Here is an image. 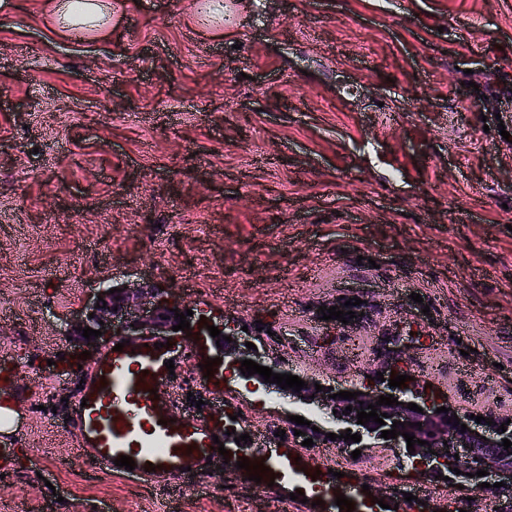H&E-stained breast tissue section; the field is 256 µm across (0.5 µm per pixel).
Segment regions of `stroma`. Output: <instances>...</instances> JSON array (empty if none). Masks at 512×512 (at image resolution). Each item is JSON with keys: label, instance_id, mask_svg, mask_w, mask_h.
I'll return each mask as SVG.
<instances>
[{"label": "stroma", "instance_id": "1", "mask_svg": "<svg viewBox=\"0 0 512 512\" xmlns=\"http://www.w3.org/2000/svg\"><path fill=\"white\" fill-rule=\"evenodd\" d=\"M512 0H112L94 31L45 0L0 9V512H284L225 470L223 495L95 472L65 424L100 285L139 280L279 344L271 361L347 389L390 362L477 416L512 417ZM421 302H414L413 294ZM355 300L349 323L321 307ZM209 417L285 430L306 405L224 383ZM46 461L39 473L38 461ZM371 486L444 512H503L496 476Z\"/></svg>", "mask_w": 512, "mask_h": 512}]
</instances>
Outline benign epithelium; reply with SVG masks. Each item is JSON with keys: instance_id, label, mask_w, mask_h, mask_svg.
Here are the masks:
<instances>
[{"instance_id": "obj_1", "label": "benign epithelium", "mask_w": 512, "mask_h": 512, "mask_svg": "<svg viewBox=\"0 0 512 512\" xmlns=\"http://www.w3.org/2000/svg\"><path fill=\"white\" fill-rule=\"evenodd\" d=\"M98 295L106 301V307H96L99 300H94L91 305L85 307L74 325L77 329L75 335L81 336L83 332L79 328L88 326L94 330L102 332V336H124L131 345H136V341L143 336H176L178 334L186 335V332H176L172 327L179 324L175 319V306L164 299L159 289L150 286L141 288H127L120 293H107V289L101 288ZM94 317H89V314ZM232 341L220 340L224 357L229 359L230 366L234 368L241 367V361L251 359L260 362L259 352L248 349L245 342L238 340V333L228 332ZM305 386L300 391L289 389L286 391L288 396L311 406L314 405L326 411V417L323 421L316 424L321 432H315L312 428L305 425L291 424V429L302 431V435L293 437L296 445H301L302 441L311 438L317 443L326 439V434L335 433L337 435L346 431L352 434L361 435L360 446L363 448H405L407 441L401 435L395 439H384L381 437V431L392 429L393 422L400 421L405 424V428H397V431H407L415 438L426 441V444L420 446L414 445L415 452L410 454V458L415 466L424 472L438 474L443 472L454 473V469H459L461 474L458 478L473 485H478L481 478L475 476L479 470H485L501 477L506 484V489H512V456L504 453L502 439L506 438L512 441V422L505 423L503 420L492 417L494 424L489 425L483 421L476 423L471 418V413L462 409H449L447 412H437L442 406H448V400L437 395L425 394L415 388L411 381L406 382V386L398 388L389 386V379L384 381L374 380L361 387L352 388L350 392H362V395L348 400L331 398V395L337 393L332 387H323V390L316 391V380L309 377H302ZM392 394L398 398V403L393 406L381 405L377 407V413H385L388 418L384 419V425H379L373 421L365 425L357 423V411L364 410L371 412L368 408L370 404H376L379 396ZM415 403L423 409V412L407 408V404ZM352 406L350 414L345 415L343 411L347 406ZM460 419L459 425H454L452 419ZM413 426H408V423ZM422 423V427H417L416 423ZM466 425V432H461V425ZM504 425L507 430L502 432L498 427ZM434 453H429V450ZM474 474V477H468V474Z\"/></svg>"}]
</instances>
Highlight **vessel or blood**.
Wrapping results in <instances>:
<instances>
[{"mask_svg":"<svg viewBox=\"0 0 512 512\" xmlns=\"http://www.w3.org/2000/svg\"><path fill=\"white\" fill-rule=\"evenodd\" d=\"M204 356L197 349L125 346L115 350L106 341L83 375V387L70 409L69 429L79 453L102 473L164 489L188 486L208 470L214 439L223 428L204 416H185L171 395L173 377L169 365L189 369L203 390L222 395L224 382L205 377L200 369ZM132 457L135 469L116 466L119 456ZM264 463L274 474L273 483H259V490L302 491L305 501H288L289 512H339L337 495L354 503L353 512H433L428 494L416 500L383 494L373 503L364 492L359 468L321 463L290 441L270 447L266 442L235 449L231 459Z\"/></svg>","mask_w":512,"mask_h":512,"instance_id":"obj_1","label":"vessel or blood"}]
</instances>
